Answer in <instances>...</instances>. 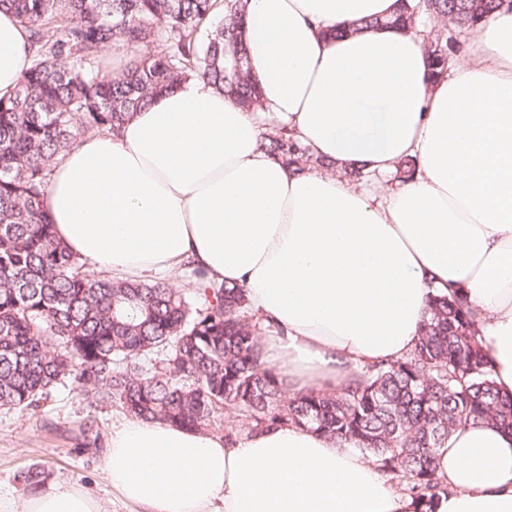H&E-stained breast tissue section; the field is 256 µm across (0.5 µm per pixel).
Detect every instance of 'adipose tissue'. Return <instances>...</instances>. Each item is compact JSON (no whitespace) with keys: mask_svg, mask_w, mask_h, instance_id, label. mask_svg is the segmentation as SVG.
<instances>
[{"mask_svg":"<svg viewBox=\"0 0 512 512\" xmlns=\"http://www.w3.org/2000/svg\"><path fill=\"white\" fill-rule=\"evenodd\" d=\"M399 0H248L249 112L200 78L119 133L57 161L45 207L58 238L116 280L178 283L186 263L246 291L263 359L291 392L334 393L353 367L418 341L432 295L477 313L500 394L512 398V10L469 32L462 60L428 74L418 29L386 27ZM29 30L0 11V99L31 64ZM288 127L327 169L289 172L261 144ZM411 159L410 179L393 180ZM365 167L379 192L349 181ZM435 512H512V434L472 421L434 460ZM104 480L148 512H414L375 462L292 423L234 443L126 421ZM0 512H103L76 483H47Z\"/></svg>","mask_w":512,"mask_h":512,"instance_id":"obj_1","label":"adipose tissue"}]
</instances>
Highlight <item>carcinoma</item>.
Segmentation results:
<instances>
[{"label":"carcinoma","instance_id":"obj_1","mask_svg":"<svg viewBox=\"0 0 512 512\" xmlns=\"http://www.w3.org/2000/svg\"><path fill=\"white\" fill-rule=\"evenodd\" d=\"M221 4L224 24L208 44L199 26ZM247 0H0L29 28L31 67L0 100V408L36 409L68 380L92 402L129 417L187 429L235 414L224 431L288 422L374 459L403 483L415 512H434L448 491L434 459L448 435L488 420L512 434V398L499 394L477 320L457 291L432 297L429 318L403 358L352 370L339 394L291 393L262 360V328L242 288L186 264L193 292L161 281L90 274L56 237L44 196L57 157L88 133L120 131L139 108L196 76L256 111L243 24ZM500 0H401L391 24L428 42L430 73L448 70V28L461 33ZM66 21L63 30L58 22ZM145 51L118 75L83 63L119 44ZM263 146L294 172L317 163L288 130Z\"/></svg>","mask_w":512,"mask_h":512}]
</instances>
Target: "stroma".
<instances>
[{"mask_svg":"<svg viewBox=\"0 0 512 512\" xmlns=\"http://www.w3.org/2000/svg\"><path fill=\"white\" fill-rule=\"evenodd\" d=\"M125 420L120 407L91 405L68 382L53 388L38 410L0 409V492L29 496L18 476L41 465L48 481L81 484L106 512H144L142 506L117 497L101 474L112 432Z\"/></svg>","mask_w":512,"mask_h":512,"instance_id":"1","label":"stroma"}]
</instances>
